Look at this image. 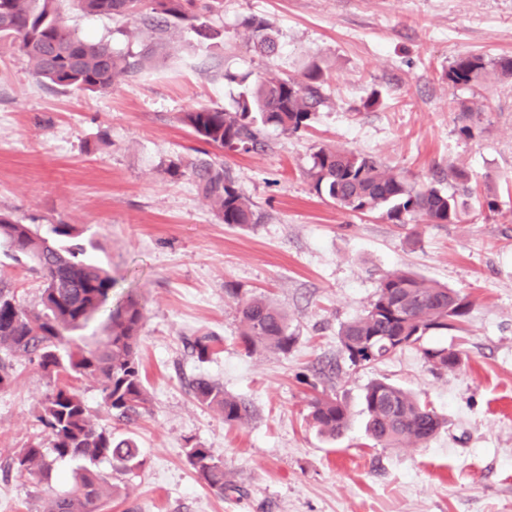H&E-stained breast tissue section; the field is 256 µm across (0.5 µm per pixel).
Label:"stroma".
<instances>
[{"instance_id": "1", "label": "stroma", "mask_w": 512, "mask_h": 512, "mask_svg": "<svg viewBox=\"0 0 512 512\" xmlns=\"http://www.w3.org/2000/svg\"><path fill=\"white\" fill-rule=\"evenodd\" d=\"M59 8L80 35L115 51L151 49L136 76L84 94L48 83L0 42V212L43 234L71 224L96 242L94 258L116 280L113 300L132 291L145 306L148 411L117 418L96 383H72L94 424L131 434L145 460L116 477L123 493L107 512H512V81L493 74L457 89L444 77L460 55L512 56V0H224L211 18L224 37L203 47L182 29L160 39L72 0ZM253 15L273 26L274 60L247 43L243 22ZM312 63L329 80L306 130L264 129L261 147L244 153L207 148L178 120L194 107L233 109L239 88L225 73L297 78ZM463 101L473 109L467 122ZM321 148L374 155L409 183L453 194L460 222L399 226L319 198L310 168ZM206 151L262 223H220L191 180L161 171L164 160ZM395 269L468 294L473 310L463 329L352 366L338 331ZM0 280L23 306L38 303L40 274L1 250ZM228 282L287 311L296 337L288 355L245 354ZM204 333L216 344L202 362L192 344ZM426 347L460 351V367L431 369ZM13 364L15 380L0 390V512H47L77 480V463L54 462L44 480L18 473L12 459L48 440L40 403L67 382L27 359ZM199 377L250 402V421L231 427L200 405ZM376 379L428 400L446 426L420 447L375 446L363 394ZM320 391L352 414L334 440L306 419ZM190 440L223 462L237 491L219 495L198 480Z\"/></svg>"}]
</instances>
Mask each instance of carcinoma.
I'll list each match as a JSON object with an SVG mask.
<instances>
[{
  "mask_svg": "<svg viewBox=\"0 0 512 512\" xmlns=\"http://www.w3.org/2000/svg\"><path fill=\"white\" fill-rule=\"evenodd\" d=\"M56 2L0 0V39L11 40L38 76L58 87L101 94L112 90L118 78L138 72L141 59L150 50L122 54L106 42L80 37L61 20ZM73 2L87 14L138 20L160 34L186 28L200 45L224 38V31L210 23V16L224 7V0ZM244 27L257 52L267 57L276 53L272 26L265 18L250 16ZM491 74L512 78V57L487 60L478 54L461 55L444 76L449 84L462 89L484 82ZM224 79L244 86L233 110L200 107L180 113L178 120L207 145L245 152L260 144L266 127L286 134L306 129L324 102L322 88L327 83L323 69L315 63L299 78L251 86L245 76L226 73ZM161 168L172 179L188 177L212 203L221 223L243 227L262 222L263 214L237 188L224 171V163L177 157L162 162ZM310 174L319 197L350 212L379 211L393 224L417 217L430 224L459 221L453 196L432 186L411 185L371 155L321 148L313 154ZM64 238H74L69 224L54 225L52 236L44 237L33 225L0 213V245L6 246L15 260L32 262L43 278L40 300L32 308L22 306L14 290L0 280V389L13 382L5 358L27 357L37 360L50 377L64 374L95 381L103 407L130 419L148 404L140 361L144 307L131 292L112 305L116 280L90 257L88 249L95 248L94 242L64 244ZM224 293L237 305L238 336L247 354H288L295 337L286 311L262 296L244 298L231 284L224 285ZM472 306L469 296L455 289L394 270L382 276L367 310L340 328V345L355 366L380 362L428 336L458 327ZM102 313L106 314L102 338L80 335ZM214 343L209 334L196 338L193 350L197 358L207 360ZM422 353L434 370H454L461 363L457 350L424 348ZM193 391L197 401L218 412L226 425L242 426L251 417L245 400L224 392L205 377L193 383ZM363 404L367 433L384 448L423 445L445 424L425 399L384 380L368 385ZM308 408L310 423L325 437L339 438L350 426L348 407L336 396L315 395ZM40 420L49 430V446L37 442L19 449L13 459L17 471L42 475L50 468V457L78 462L81 468L71 491L53 499L51 512H100L104 503L120 495V488L110 483L97 465L107 461L116 474L144 465L135 440L93 425L85 401L69 386H58L45 397ZM186 458L211 490L222 495L234 488L224 465L210 449L192 443L186 448Z\"/></svg>",
  "mask_w": 512,
  "mask_h": 512,
  "instance_id": "obj_1",
  "label": "carcinoma"
}]
</instances>
